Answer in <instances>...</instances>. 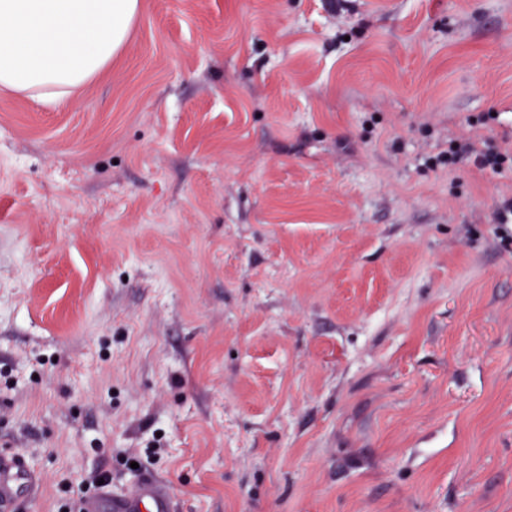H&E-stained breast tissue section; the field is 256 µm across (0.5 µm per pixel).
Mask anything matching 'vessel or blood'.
<instances>
[{"instance_id": "vessel-or-blood-1", "label": "vessel or blood", "mask_w": 512, "mask_h": 512, "mask_svg": "<svg viewBox=\"0 0 512 512\" xmlns=\"http://www.w3.org/2000/svg\"><path fill=\"white\" fill-rule=\"evenodd\" d=\"M37 480L24 458L13 452L0 454V512H13L16 502L35 495ZM168 488L150 476H139L126 495L107 492L89 497L85 512H172Z\"/></svg>"}]
</instances>
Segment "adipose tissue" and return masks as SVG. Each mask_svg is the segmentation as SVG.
I'll return each instance as SVG.
<instances>
[{
  "mask_svg": "<svg viewBox=\"0 0 512 512\" xmlns=\"http://www.w3.org/2000/svg\"><path fill=\"white\" fill-rule=\"evenodd\" d=\"M141 0H0V90L69 101L124 48Z\"/></svg>",
  "mask_w": 512,
  "mask_h": 512,
  "instance_id": "ef3b65f1",
  "label": "adipose tissue"
}]
</instances>
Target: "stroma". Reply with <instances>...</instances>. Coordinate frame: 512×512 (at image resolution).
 <instances>
[{
	"label": "stroma",
	"instance_id": "stroma-1",
	"mask_svg": "<svg viewBox=\"0 0 512 512\" xmlns=\"http://www.w3.org/2000/svg\"><path fill=\"white\" fill-rule=\"evenodd\" d=\"M0 92V451L81 512H512V0H141ZM499 115L487 128L470 120ZM473 160L481 170L501 172L512 170V143L510 147L491 145L487 141L468 139H452L448 142V151L441 152L432 161V167H448L453 169L463 160ZM86 512H171L173 500L168 488L150 476H139L124 496L99 493L85 501Z\"/></svg>",
	"mask_w": 512,
	"mask_h": 512
}]
</instances>
